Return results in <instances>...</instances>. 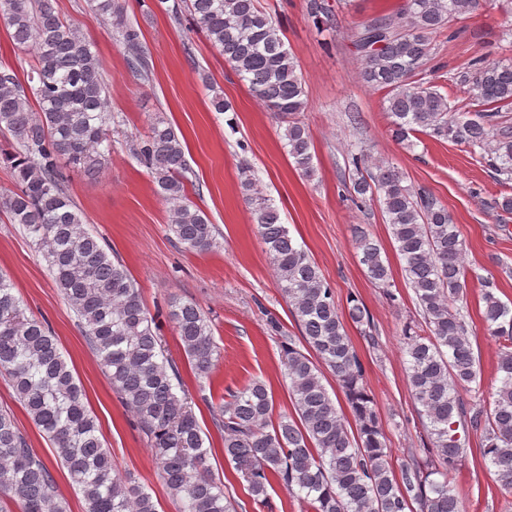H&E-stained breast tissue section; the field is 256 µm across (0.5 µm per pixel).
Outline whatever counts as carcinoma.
<instances>
[{"instance_id": "1", "label": "carcinoma", "mask_w": 512, "mask_h": 512, "mask_svg": "<svg viewBox=\"0 0 512 512\" xmlns=\"http://www.w3.org/2000/svg\"><path fill=\"white\" fill-rule=\"evenodd\" d=\"M54 0H0V18L19 48L34 50L21 82L0 62V163L13 171L15 189L0 194V213L20 224L41 250L56 287L76 314L108 383L148 439L161 478L178 512H237L224 482L210 464L211 449L186 396L176 393V364L164 356L160 328L126 267L112 260L86 227L65 189V158L92 178L100 175L111 148L112 123L106 84L93 43L60 17ZM95 12L115 18L128 67L150 75L138 28L124 20L121 0H94ZM197 29L223 55L234 73L267 108L287 122L288 154L307 179L315 176L309 130L296 116L308 99L302 76L285 48L279 21L258 0H181ZM481 0H404L354 33L362 57V80L386 91L392 136L411 148L424 133L485 151L496 176L512 180V60L473 59L456 84L476 104L461 111L431 86L426 73L432 37ZM315 24L332 26L335 14L322 0H308ZM35 98L38 109L30 105ZM169 205L168 230L181 248L208 252L220 247L215 227L186 192L188 161L170 122L156 117L134 149ZM349 192L357 205L379 203L391 227L403 271L423 322L405 326L407 379L422 427L433 448L425 459L413 449L393 464L363 368L344 318L370 325L359 301L340 312L332 288L308 252L290 235L271 199L255 189L251 167L240 166L241 185L257 232L288 299L307 349L293 339L282 345L283 377L294 413L274 416V397L255 380L212 408L224 432V459L234 464L253 501L281 484L303 512H463L452 474L465 448L459 431L483 434V457L512 492V302L493 292V282L473 278L463 240L448 208L424 190L404 185L389 164L368 165L360 152L347 158ZM354 248L368 280L390 284L381 245L363 231ZM482 288V321L499 346V386L491 401L467 403L460 391L481 383V365L467 335V295ZM188 363L209 377L220 357L211 320L192 301L175 299L168 312ZM329 369L343 392L355 428L323 383ZM0 375H4L33 423L52 441L60 465L82 494L85 512H158L152 496L117 472L103 447L86 394L68 367L48 325L26 314L10 278L0 272ZM67 512L47 465L29 448L13 415L0 410V512Z\"/></svg>"}]
</instances>
